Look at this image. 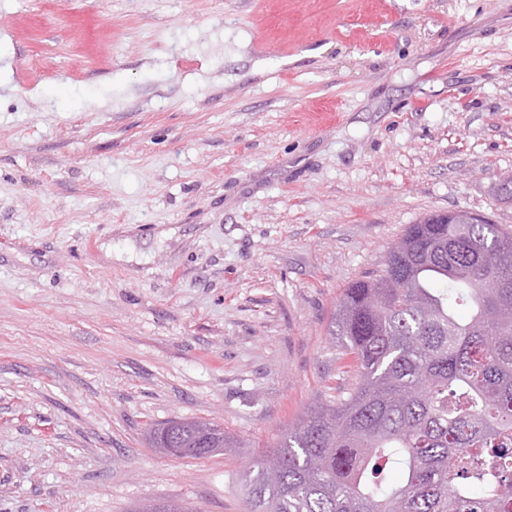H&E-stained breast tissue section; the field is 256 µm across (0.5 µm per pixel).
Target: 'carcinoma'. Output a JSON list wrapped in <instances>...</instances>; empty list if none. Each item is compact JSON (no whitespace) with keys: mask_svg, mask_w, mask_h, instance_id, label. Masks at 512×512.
Segmentation results:
<instances>
[{"mask_svg":"<svg viewBox=\"0 0 512 512\" xmlns=\"http://www.w3.org/2000/svg\"><path fill=\"white\" fill-rule=\"evenodd\" d=\"M467 218H420L343 289L331 334L359 381L254 461L248 512H512V231ZM198 426L151 444L201 457ZM210 429L212 452L233 447Z\"/></svg>","mask_w":512,"mask_h":512,"instance_id":"cac0c4a2","label":"carcinoma"}]
</instances>
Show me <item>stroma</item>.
I'll use <instances>...</instances> for the list:
<instances>
[{
    "label": "stroma",
    "mask_w": 512,
    "mask_h": 512,
    "mask_svg": "<svg viewBox=\"0 0 512 512\" xmlns=\"http://www.w3.org/2000/svg\"><path fill=\"white\" fill-rule=\"evenodd\" d=\"M507 176L512 0H0V512H244L343 289ZM209 427L212 431V453L224 451V448H233V438L217 425H210L198 421L174 419L155 428L150 434V441L154 448H159L166 454L178 455V457L192 456L204 457L197 447L196 428L198 426Z\"/></svg>",
    "instance_id": "obj_1"
}]
</instances>
